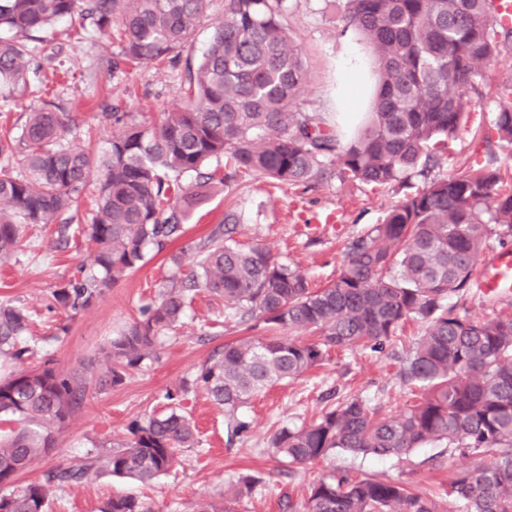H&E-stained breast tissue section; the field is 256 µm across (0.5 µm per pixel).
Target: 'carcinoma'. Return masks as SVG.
I'll return each instance as SVG.
<instances>
[{"label": "carcinoma", "mask_w": 512, "mask_h": 512, "mask_svg": "<svg viewBox=\"0 0 512 512\" xmlns=\"http://www.w3.org/2000/svg\"><path fill=\"white\" fill-rule=\"evenodd\" d=\"M207 0H0V85L27 84L30 33L74 16L93 19L118 41L115 68L175 63ZM290 0H224V19L201 61L186 68L181 107L138 123L120 107L110 150L100 159L66 140L65 113L51 100L27 112L19 130L0 128V262L21 245L27 224L58 223L92 172L102 173L96 215L81 233L96 244L94 270L53 291L62 309L88 308L102 289L125 280L149 249L183 234L200 202L182 181L213 161L224 184L242 174L306 188L334 175L344 185L399 188L383 220L345 244L335 278L312 287L300 270L264 247L244 249L232 237L238 216L224 214L198 247L200 260L176 272L140 316L112 338L107 368L94 377L51 362L0 378V485L12 483L55 448L57 435L82 409L88 389L123 383L128 371L158 358L160 339L182 324L203 288L224 312L270 335L240 337L196 373L192 385L224 409L227 445L250 424L238 411L268 387L323 363L327 348L382 352L413 320L422 336L398 370L413 399L383 415L360 397L341 400L299 427L283 426L271 447L296 465L317 464L337 449L400 457L444 441L460 453H490L495 463L461 471L434 495L401 482L334 474L282 512H512V315L474 320L449 304L475 284L489 240L512 239V188L495 158L464 171L431 175L448 158L482 95L484 68L512 56V25L496 20L497 0H342L343 28L371 46L377 90L368 121L344 137L319 112L297 105L308 82L302 51L289 32ZM510 102L495 127L512 145ZM419 178L422 188L406 192ZM26 309L0 304V355L25 362ZM319 333L306 342L293 332ZM166 408L128 426L126 439L80 464L45 473L44 481L0 494V512H46L47 487L77 485L108 474L147 483L178 463L175 450L197 444L191 418L170 394ZM101 512H154L146 501L114 494Z\"/></svg>", "instance_id": "cac0c4a2"}]
</instances>
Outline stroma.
Listing matches in <instances>:
<instances>
[{
	"mask_svg": "<svg viewBox=\"0 0 512 512\" xmlns=\"http://www.w3.org/2000/svg\"><path fill=\"white\" fill-rule=\"evenodd\" d=\"M339 15L335 0H292L290 27L311 73L300 107L338 120L349 132L365 121L371 109L375 63L370 46L358 32L343 30ZM41 37L57 60L45 65L29 88L0 94V126L22 123L38 99L52 100L70 114L67 141L92 146L100 155L112 138V127L102 117L106 106L119 104L137 118L156 119L182 102L183 67L113 70L119 45L93 33L75 32L65 20ZM509 82L512 57L486 67L481 93L472 99L469 122L437 174L460 172L464 161L484 160L492 149L503 174L512 175V151L501 148L495 129L501 89ZM210 185L209 195L193 211L179 240L167 251L148 252L129 278L103 289L90 307L73 317L56 305L52 293L79 269L90 267L93 245L69 231L26 225L15 257L0 263V303L23 307L33 318L27 336L32 355L24 369L50 360L59 368L83 372L91 357L157 297L173 272L170 255L179 254L183 265H192L199 242L223 223L227 211L239 217L237 240L265 247L307 274L319 288L341 265L345 242L379 223L400 196L394 188L347 187L334 178L305 192L275 188L252 177L228 188L215 179ZM422 330V324L409 325L400 340L381 353L329 350L320 367L273 385L240 408L251 427L229 448L223 411L188 384L203 363L223 350L225 341L244 335L245 330L225 319L222 302L198 291L183 326L162 337L159 359L130 371L121 385L90 390L83 408L58 435L52 454L34 463L15 485L42 481L49 469L74 465L112 447L125 437L133 420L163 409L165 394L177 390L183 411L197 425L198 443L182 449L176 470L148 484L106 475L76 486H56L49 493L48 512H100L115 493L143 499L155 512H194L200 500L220 502L231 497L247 474L258 476L260 482L251 495L236 502V512H280L282 494L303 502L311 482L339 470L376 481L404 482L422 491L439 489L464 469L491 464L492 456H463L447 443L436 442L400 458L365 457L339 449L322 463L291 466L270 445L276 430L309 422L332 394L359 396L386 411L403 406L408 393L397 372Z\"/></svg>",
	"mask_w": 512,
	"mask_h": 512,
	"instance_id": "obj_1",
	"label": "stroma"
}]
</instances>
